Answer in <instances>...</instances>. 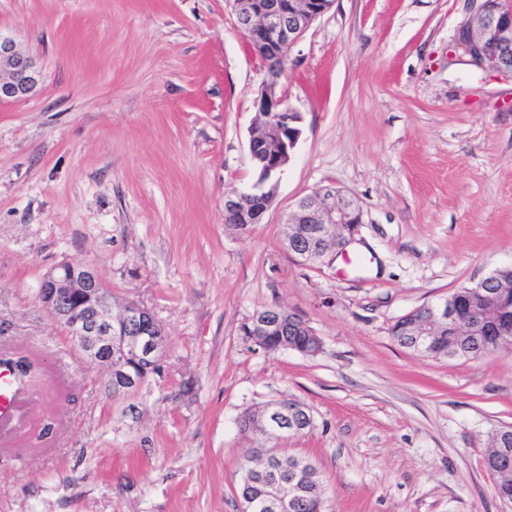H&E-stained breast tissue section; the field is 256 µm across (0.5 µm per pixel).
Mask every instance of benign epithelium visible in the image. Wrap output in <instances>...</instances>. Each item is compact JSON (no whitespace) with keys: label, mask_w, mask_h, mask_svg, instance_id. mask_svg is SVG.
Wrapping results in <instances>:
<instances>
[{"label":"benign epithelium","mask_w":512,"mask_h":512,"mask_svg":"<svg viewBox=\"0 0 512 512\" xmlns=\"http://www.w3.org/2000/svg\"><path fill=\"white\" fill-rule=\"evenodd\" d=\"M238 28L252 51L267 67V79L254 100L255 128L248 151L258 180L247 192L224 196V217L249 226L262 223L273 203L278 176L288 165L301 135L302 116L288 106L278 91L285 72L284 61L311 25L325 15L334 0H229ZM457 42L477 67L512 77V0H477L471 22L462 27ZM42 72L35 60L18 50L15 41L0 34V105L21 102L36 92ZM363 223L355 199L327 184L300 198L284 222L283 244L300 264L342 254L357 243ZM292 224H304L302 237L288 231ZM497 269L474 284L488 309L470 320L468 330L485 321L488 312L499 309L509 298ZM39 299L48 315L64 328L72 343L91 364L112 370V352L149 362L160 359L166 347L162 324L147 308L131 303L114 312L112 289L97 268L88 263H63L41 280ZM429 318L415 330L421 345L433 336L431 326L455 324L459 316L452 299L442 298L426 305ZM284 326L275 311H256L242 325L244 336H263L274 326ZM267 507L272 512H291L300 491L272 476L267 481Z\"/></svg>","instance_id":"benign-epithelium-1"}]
</instances>
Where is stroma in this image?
I'll list each match as a JSON object with an SVG mask.
<instances>
[{
	"label": "stroma",
	"mask_w": 512,
	"mask_h": 512,
	"mask_svg": "<svg viewBox=\"0 0 512 512\" xmlns=\"http://www.w3.org/2000/svg\"><path fill=\"white\" fill-rule=\"evenodd\" d=\"M471 0H336L289 53L301 136L262 223L224 224L257 180L248 140L266 66L227 0H0L36 59L0 105V352L45 371L0 427V512H242L248 407L311 410L280 440L311 459L329 512H512L485 465L512 424V349L439 362L391 337L404 314L512 263V80L457 43ZM363 212V264L299 265L289 207L316 186ZM90 263L115 306L163 324V372L113 397L39 299ZM303 317L322 348L249 349L258 309Z\"/></svg>",
	"instance_id": "35a3bbf8"
}]
</instances>
